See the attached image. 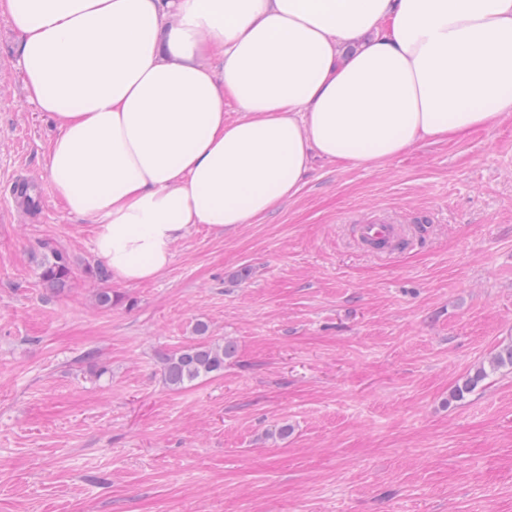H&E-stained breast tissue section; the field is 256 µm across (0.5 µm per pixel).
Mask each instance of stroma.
Here are the masks:
<instances>
[{
  "instance_id": "obj_1",
  "label": "stroma",
  "mask_w": 512,
  "mask_h": 512,
  "mask_svg": "<svg viewBox=\"0 0 512 512\" xmlns=\"http://www.w3.org/2000/svg\"><path fill=\"white\" fill-rule=\"evenodd\" d=\"M20 46L1 16L0 512H512V369L452 396L512 341V116L374 168L316 160L260 223L102 282L95 225L46 176L58 124ZM381 213L408 249L357 246ZM54 249L60 293L39 278ZM200 321L236 354L170 389L160 358ZM39 277L42 283L56 291L67 288L71 275L72 265L69 257L58 250L51 252V258L46 257L39 266Z\"/></svg>"
}]
</instances>
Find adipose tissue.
Masks as SVG:
<instances>
[{"label": "adipose tissue", "mask_w": 512, "mask_h": 512, "mask_svg": "<svg viewBox=\"0 0 512 512\" xmlns=\"http://www.w3.org/2000/svg\"><path fill=\"white\" fill-rule=\"evenodd\" d=\"M47 177L118 282L254 224L315 158L375 167L512 115V0H0ZM240 116L228 119L226 101Z\"/></svg>", "instance_id": "adipose-tissue-1"}]
</instances>
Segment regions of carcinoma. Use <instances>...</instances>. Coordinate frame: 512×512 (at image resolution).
<instances>
[{"mask_svg": "<svg viewBox=\"0 0 512 512\" xmlns=\"http://www.w3.org/2000/svg\"><path fill=\"white\" fill-rule=\"evenodd\" d=\"M72 265L69 257L58 250L42 260L39 277L42 283L53 290L61 291L69 284ZM200 341L187 344L161 358L165 382L173 389H181L200 378L224 371V363L233 358L235 345L230 341H208L209 325L198 322L194 327ZM512 368V343L500 347L488 361V366L480 365L455 386L452 396L462 398L472 392L490 374L501 368Z\"/></svg>", "mask_w": 512, "mask_h": 512, "instance_id": "carcinoma-1", "label": "carcinoma"}]
</instances>
